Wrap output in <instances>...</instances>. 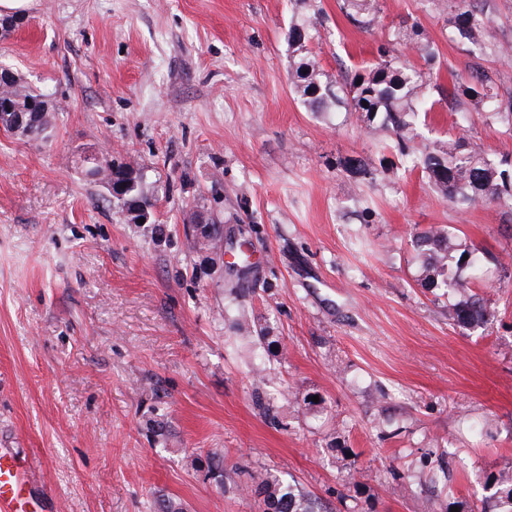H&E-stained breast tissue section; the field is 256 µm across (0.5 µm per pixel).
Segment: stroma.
Returning <instances> with one entry per match:
<instances>
[{
	"label": "stroma",
	"instance_id": "1",
	"mask_svg": "<svg viewBox=\"0 0 512 512\" xmlns=\"http://www.w3.org/2000/svg\"><path fill=\"white\" fill-rule=\"evenodd\" d=\"M311 46L326 70L375 62L385 34L417 23L443 85L482 66L512 99V0H483L493 44L455 36L431 0H380L354 26L316 0ZM302 0H33L0 34V64L48 94L37 139L0 130V448L33 466L43 512H256L239 486L271 470L334 512H472L487 476L512 469V209L459 212L420 173L358 181L349 158L377 142L351 112L307 110L290 77ZM464 137L512 158V126L447 106L418 149ZM112 148L147 175L154 221L136 224L78 158ZM223 222L195 250L193 210ZM438 225L505 268L482 294V333L448 323L411 244ZM243 283L244 292L230 287ZM247 313L256 330L241 336ZM272 379L256 391L251 362ZM458 450L443 456L447 445Z\"/></svg>",
	"mask_w": 512,
	"mask_h": 512
}]
</instances>
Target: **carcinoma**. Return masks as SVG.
Wrapping results in <instances>:
<instances>
[{
    "instance_id": "carcinoma-1",
    "label": "carcinoma",
    "mask_w": 512,
    "mask_h": 512,
    "mask_svg": "<svg viewBox=\"0 0 512 512\" xmlns=\"http://www.w3.org/2000/svg\"><path fill=\"white\" fill-rule=\"evenodd\" d=\"M341 10L362 28L373 27L379 21V0H343ZM319 16L320 10L314 8L288 30L292 82L304 106L316 113L354 112L369 135L390 138L388 142L379 141L380 148L371 160L345 162L356 180H372L380 173L401 167L421 172L442 199L461 211L478 205L512 204V163L508 160L493 162L469 151L461 137L450 138L424 151L413 146L419 115L432 111L441 100L451 102L461 115L473 105L494 101L498 92L487 76L473 74L445 88L432 71L416 67L400 48H409L429 66L437 57L433 43L416 23L388 33L378 47L376 63L370 67L335 76L319 65L310 48V30ZM490 23L483 10L465 0L448 18L453 33L469 42L484 40ZM43 98L45 94L19 79L4 84L0 89V122L5 131H12L15 114L32 111L33 105ZM486 119L512 126V102L505 108L486 109ZM131 202L153 207L145 191L142 171L129 185L126 198L116 200L123 211ZM412 246L421 260L423 281L436 288L443 286L454 296L448 303V324L467 330L486 327L495 317V311L474 291V280L480 270L478 248L449 229L435 227L416 233ZM213 460L212 478L217 486L226 494L239 491L240 487L224 473L223 457L215 452ZM487 486L495 487L496 491L489 496L492 506H483L482 512H512V475L501 471L489 478ZM247 492L257 502L260 512H331L317 496L271 471L254 480Z\"/></svg>"
}]
</instances>
